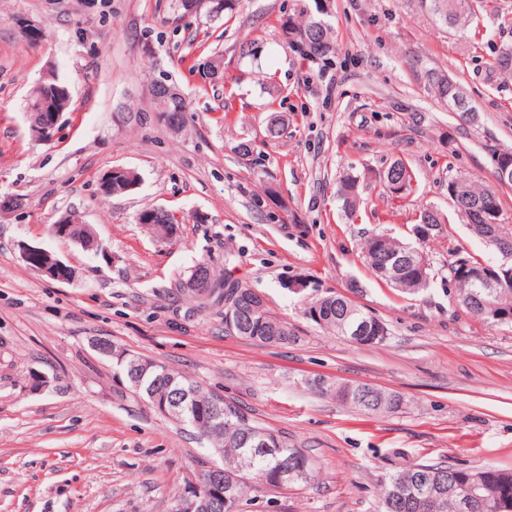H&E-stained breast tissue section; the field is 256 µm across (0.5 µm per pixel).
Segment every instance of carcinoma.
<instances>
[{
    "label": "carcinoma",
    "instance_id": "obj_1",
    "mask_svg": "<svg viewBox=\"0 0 512 512\" xmlns=\"http://www.w3.org/2000/svg\"><path fill=\"white\" fill-rule=\"evenodd\" d=\"M240 2L241 0H172V9L182 16L198 14L205 9L211 19L219 20L225 14L233 12ZM421 4L445 26L461 28L469 22L470 5L467 0H421ZM299 14L304 17V21L291 27L292 42L302 45L304 54L311 58L327 56L333 50L330 25H320V19L311 13L310 6L306 4L299 8ZM423 74L428 86L434 89L437 99L448 103L445 73L436 68H426ZM160 107L167 124L183 126L186 112L189 111L187 101H162ZM412 180V173L406 164L396 159L383 172L381 185L385 190L395 185L406 195L411 190ZM455 180L459 184L456 195L450 197V201L454 210L465 218L467 224L481 223V213L486 208L501 209L498 187L476 185L461 176L456 179L452 177L448 182ZM337 196L342 200L344 210L355 211L360 200L357 178L348 177L341 181ZM136 219L138 223L148 225L150 231L155 224L182 223V218L176 212L156 207L141 210ZM363 255L372 273L385 269L393 276L399 275L407 293L421 294L428 290L430 282L418 277L415 268L410 265L413 253L408 245L383 234H373L365 240ZM455 289L453 301L467 305L469 314L484 317L485 303L489 301L497 311L508 315L504 324L512 325V285L488 289L475 288L467 282L458 281ZM358 292L360 288L355 282L350 286V295L340 293L331 299L323 297L310 305L312 309L320 308L321 320L315 321V324L347 338L353 336L354 330L362 327L364 333L357 344H376L378 340L370 330L375 316L352 299ZM249 303L251 318L247 319L246 329L239 332L238 336L266 345L288 344L296 340L288 326L272 316L261 300L252 298ZM128 386L134 393L146 399L151 395L177 397L182 392H188V398L180 412L172 414V418L196 429L200 435L209 439L212 445L211 454L224 456V484L234 485L236 503L239 505L242 504L246 480L250 476L273 488L289 483H307L315 477V463L303 449L291 445L274 431L254 423L235 403L224 402L221 424H211L210 408L217 394L204 391L196 382L164 364L155 363L152 372L142 379L140 386H135L131 381ZM313 388L320 394L333 395L342 403L367 414L397 413L403 410V394L375 386L370 387L371 397L367 404L358 400L356 386L344 387L338 383L323 387L315 379ZM264 433L277 439L274 447L265 449L253 443V435ZM295 453L306 461L307 473L304 477L287 483L280 478V463ZM423 477L428 479L435 497L445 504L459 499L463 491L474 484L481 502L466 512H512V471L489 466L471 470L438 464H405L389 473L382 485L380 512H428L415 502L418 480Z\"/></svg>",
    "mask_w": 512,
    "mask_h": 512
}]
</instances>
